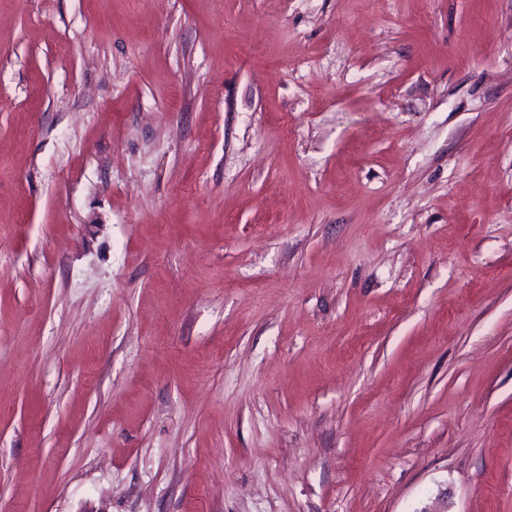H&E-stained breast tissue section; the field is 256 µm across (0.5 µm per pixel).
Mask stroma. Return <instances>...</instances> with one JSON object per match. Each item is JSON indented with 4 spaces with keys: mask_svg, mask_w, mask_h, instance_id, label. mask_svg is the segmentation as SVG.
Wrapping results in <instances>:
<instances>
[{
    "mask_svg": "<svg viewBox=\"0 0 512 512\" xmlns=\"http://www.w3.org/2000/svg\"><path fill=\"white\" fill-rule=\"evenodd\" d=\"M512 512V0H0V512Z\"/></svg>",
    "mask_w": 512,
    "mask_h": 512,
    "instance_id": "obj_1",
    "label": "stroma"
}]
</instances>
